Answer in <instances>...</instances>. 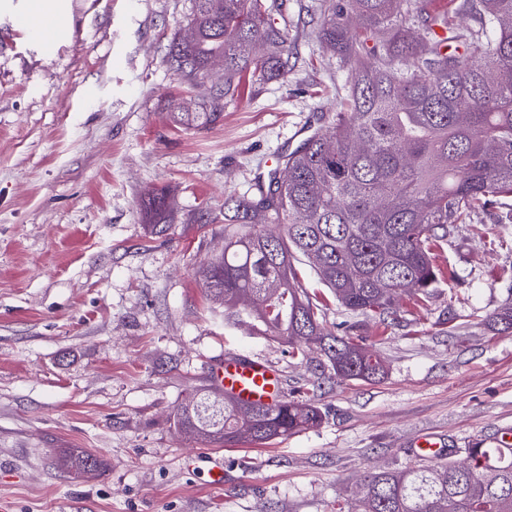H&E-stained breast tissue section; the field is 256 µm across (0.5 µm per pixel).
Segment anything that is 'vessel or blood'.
Wrapping results in <instances>:
<instances>
[{
    "mask_svg": "<svg viewBox=\"0 0 512 512\" xmlns=\"http://www.w3.org/2000/svg\"><path fill=\"white\" fill-rule=\"evenodd\" d=\"M211 373L225 395L239 405H272L283 397L280 376L268 363L228 356L215 362Z\"/></svg>",
    "mask_w": 512,
    "mask_h": 512,
    "instance_id": "obj_1",
    "label": "vessel or blood"
}]
</instances>
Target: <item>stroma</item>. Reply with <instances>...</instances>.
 <instances>
[{
	"label": "stroma",
	"mask_w": 512,
	"mask_h": 512,
	"mask_svg": "<svg viewBox=\"0 0 512 512\" xmlns=\"http://www.w3.org/2000/svg\"><path fill=\"white\" fill-rule=\"evenodd\" d=\"M321 3L288 0L287 77L201 130L172 122L173 105L205 106L166 62L192 0H67L71 34L50 54L20 25L26 0L0 8V512H336L369 469L415 463L420 435L462 462L512 429V334L481 322L512 298V197L459 225L446 251L458 280L383 329L299 265L328 329L383 361L379 381H316L285 344L209 309L195 272L224 227L198 216L253 195L340 101L348 72L316 36ZM163 185L177 218L153 234L140 203ZM227 355L270 363L285 399L326 419L224 447L218 490L194 460L206 443L173 412ZM72 448L100 456L102 474L64 471Z\"/></svg>",
	"instance_id": "1"
}]
</instances>
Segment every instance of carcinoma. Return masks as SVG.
I'll return each mask as SVG.
<instances>
[{
    "label": "carcinoma",
    "mask_w": 512,
    "mask_h": 512,
    "mask_svg": "<svg viewBox=\"0 0 512 512\" xmlns=\"http://www.w3.org/2000/svg\"><path fill=\"white\" fill-rule=\"evenodd\" d=\"M325 0L317 37L348 80L329 129L315 133L258 183L251 197L224 200V251L197 270L224 322L246 323L283 341L288 354L341 382H374L381 360L351 336L325 328V312L293 261L306 259L348 310L381 322L403 297L419 302L455 270L437 262L452 231L494 197H512V0ZM282 0H194L175 35L170 69L192 90L219 66L205 112L174 121L205 129L246 76H288ZM464 16L469 25L459 26ZM141 210L155 229L172 221L174 195L155 188ZM268 224L282 225L276 233ZM512 333V303L488 315ZM311 404L240 406L217 388L174 412L178 427L222 447L266 445L322 423ZM434 464L368 473L349 512H512V451L480 443ZM76 475L103 472L82 450L63 459Z\"/></svg>",
    "instance_id": "cac0c4a2"
}]
</instances>
